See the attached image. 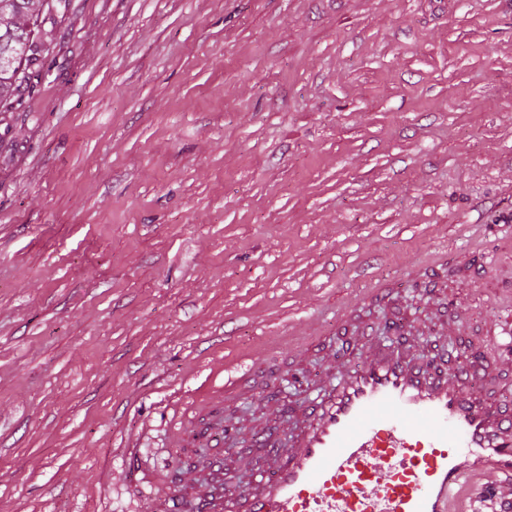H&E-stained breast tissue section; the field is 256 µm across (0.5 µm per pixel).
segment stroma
Listing matches in <instances>:
<instances>
[{
  "instance_id": "35a3bbf8",
  "label": "stroma",
  "mask_w": 512,
  "mask_h": 512,
  "mask_svg": "<svg viewBox=\"0 0 512 512\" xmlns=\"http://www.w3.org/2000/svg\"><path fill=\"white\" fill-rule=\"evenodd\" d=\"M48 66L0 111V512L250 489L375 349L512 405V0H70Z\"/></svg>"
}]
</instances>
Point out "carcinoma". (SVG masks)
Segmentation results:
<instances>
[{
  "mask_svg": "<svg viewBox=\"0 0 512 512\" xmlns=\"http://www.w3.org/2000/svg\"><path fill=\"white\" fill-rule=\"evenodd\" d=\"M62 0H0V108L34 95L45 75L44 46L53 39Z\"/></svg>",
  "mask_w": 512,
  "mask_h": 512,
  "instance_id": "obj_1",
  "label": "carcinoma"
}]
</instances>
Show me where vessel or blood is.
<instances>
[{"label": "vessel or blood", "instance_id": "obj_1", "mask_svg": "<svg viewBox=\"0 0 512 512\" xmlns=\"http://www.w3.org/2000/svg\"><path fill=\"white\" fill-rule=\"evenodd\" d=\"M454 357L430 366L406 350L370 354L303 410L289 453L254 489L193 496L159 482L155 512H479L473 478L512 476V410L466 391Z\"/></svg>", "mask_w": 512, "mask_h": 512}]
</instances>
